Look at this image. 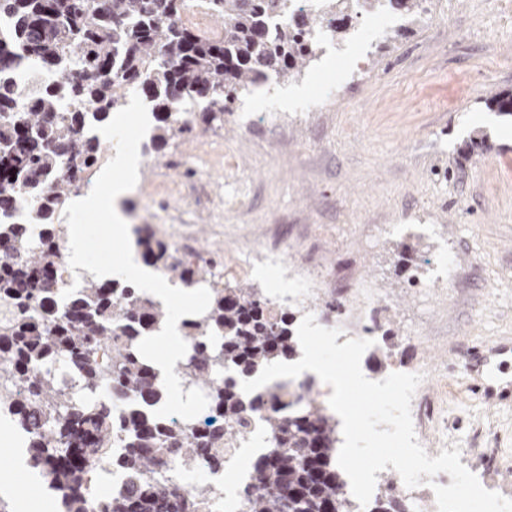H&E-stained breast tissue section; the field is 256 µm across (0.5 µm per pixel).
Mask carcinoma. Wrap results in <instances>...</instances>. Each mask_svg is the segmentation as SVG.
Listing matches in <instances>:
<instances>
[{
	"label": "carcinoma",
	"instance_id": "obj_1",
	"mask_svg": "<svg viewBox=\"0 0 512 512\" xmlns=\"http://www.w3.org/2000/svg\"><path fill=\"white\" fill-rule=\"evenodd\" d=\"M383 2L325 0L321 13L301 10L293 23L274 28L269 21L288 10V0H205L208 15L224 25L217 38L181 22L187 0H0V15L10 18L0 32V217L13 212L25 192L40 228L29 246L28 225L0 221V409L17 418L30 464L65 512H86L92 461L146 476L137 492L112 496L107 512H203L201 491L177 490L167 457L224 470V448L234 433L223 423L243 431L265 403L241 392L224 372L249 376L292 358L298 348L288 314L270 313L259 290L218 287L212 264L176 256L149 229L139 239L147 266L187 286L210 285L207 304L182 322L189 354L180 374L184 391H205L212 423L193 414H132L118 428L113 403L84 401L83 393L109 383L116 396L148 407L163 399L142 345L171 313L117 281L87 280L65 305L57 303L68 226L56 214L79 195L101 156L87 122L103 123L123 109L127 89L136 90L153 103L157 125L144 149L156 164L169 140L193 132L195 112L206 125L224 123V113L268 72L293 79L316 59L315 29L344 34L345 20ZM21 52L52 76L22 109L9 78ZM64 100L86 108L62 112ZM59 359L73 380L47 369ZM274 400L292 411L267 413L271 443L253 461L257 484L243 491L245 512H345L336 418L312 400L297 404L282 393ZM118 429L124 451L114 456ZM391 490L387 477L370 512H407Z\"/></svg>",
	"mask_w": 512,
	"mask_h": 512
}]
</instances>
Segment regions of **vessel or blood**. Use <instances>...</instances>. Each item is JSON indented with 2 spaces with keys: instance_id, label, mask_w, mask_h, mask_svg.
Segmentation results:
<instances>
[{
  "instance_id": "b4317fda",
  "label": "vessel or blood",
  "mask_w": 512,
  "mask_h": 512,
  "mask_svg": "<svg viewBox=\"0 0 512 512\" xmlns=\"http://www.w3.org/2000/svg\"><path fill=\"white\" fill-rule=\"evenodd\" d=\"M512 362V343L498 341L474 347L468 363L472 389L490 408L512 402V378L503 375Z\"/></svg>"
}]
</instances>
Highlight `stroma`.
Instances as JSON below:
<instances>
[{"instance_id":"stroma-1","label":"stroma","mask_w":512,"mask_h":512,"mask_svg":"<svg viewBox=\"0 0 512 512\" xmlns=\"http://www.w3.org/2000/svg\"><path fill=\"white\" fill-rule=\"evenodd\" d=\"M385 12L392 25L370 51L347 42L350 65L330 68V52L295 80L269 77L223 124L171 140L162 165L141 162L125 214L144 215L172 240L173 224L144 211L140 192L164 174L190 181L175 161L200 156V177L242 192L246 204L221 217L191 211L184 254H222L219 281L270 296L266 268L234 272L235 241L249 234L283 245L290 263L323 283L289 306L296 325L309 312L334 322L328 305L339 299L354 309L386 301L385 350L366 355L362 370L435 368L416 391L426 451L474 449L489 462L478 477L512 498V403L487 409L467 378L448 379L472 347L512 340V116L489 103L512 94V0H430L417 20L394 4ZM328 85L336 93L315 114L281 103L287 91L307 101ZM213 141L234 146L231 163L204 159ZM79 219L90 260L110 262L126 249L102 235L104 216ZM444 254L455 270L446 287L434 271Z\"/></svg>"}]
</instances>
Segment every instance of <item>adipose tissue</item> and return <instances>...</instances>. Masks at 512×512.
Here are the masks:
<instances>
[{"label": "adipose tissue", "instance_id": "adipose-tissue-1", "mask_svg": "<svg viewBox=\"0 0 512 512\" xmlns=\"http://www.w3.org/2000/svg\"><path fill=\"white\" fill-rule=\"evenodd\" d=\"M138 163L139 158L134 153L122 149L115 150L110 164L102 172L104 181L110 185L108 195L88 196L78 203L80 209L103 213L109 222L110 236L117 239H123L129 235L126 217L120 203L131 191V178ZM66 247L75 279L93 277L101 281L129 280L135 282L141 293L166 305L174 303L188 307L198 302L197 289L171 287L163 277L145 268L138 261L135 251H127L120 262L112 265L85 266L84 234L79 229L71 230Z\"/></svg>", "mask_w": 512, "mask_h": 512}]
</instances>
